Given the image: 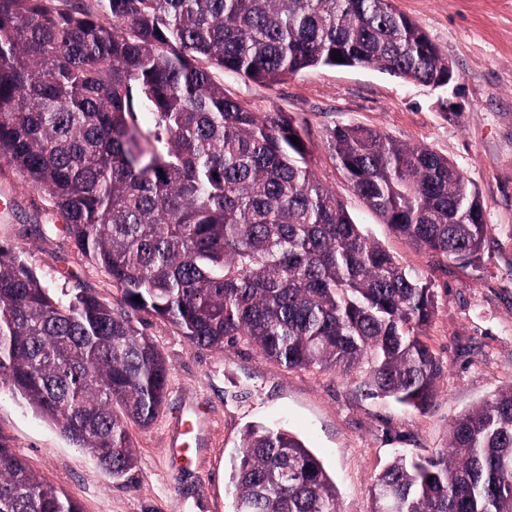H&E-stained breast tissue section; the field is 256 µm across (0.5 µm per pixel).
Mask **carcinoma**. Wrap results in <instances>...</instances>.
<instances>
[{
  "mask_svg": "<svg viewBox=\"0 0 512 512\" xmlns=\"http://www.w3.org/2000/svg\"><path fill=\"white\" fill-rule=\"evenodd\" d=\"M318 67L439 89L455 76L392 0H0V159L52 202L125 307L57 296L0 244V383L109 475L135 466L128 424L152 425L168 392L145 315L288 369L347 374L371 356L368 394L418 410L435 398L433 283L317 177L304 124L224 90L226 74L272 88ZM326 143L394 235L439 265L479 256V193L447 157L368 126H336ZM231 471L235 512H337L321 462L285 429H248ZM372 501L512 512V385L459 415L447 448L393 459ZM0 512L83 510L0 436Z\"/></svg>",
  "mask_w": 512,
  "mask_h": 512,
  "instance_id": "cac0c4a2",
  "label": "carcinoma"
}]
</instances>
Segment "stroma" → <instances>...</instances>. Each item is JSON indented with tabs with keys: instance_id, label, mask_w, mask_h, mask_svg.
Instances as JSON below:
<instances>
[{
	"instance_id": "stroma-1",
	"label": "stroma",
	"mask_w": 512,
	"mask_h": 512,
	"mask_svg": "<svg viewBox=\"0 0 512 512\" xmlns=\"http://www.w3.org/2000/svg\"><path fill=\"white\" fill-rule=\"evenodd\" d=\"M452 63L445 90L371 69L324 67L270 88L225 77L227 94L256 112H287L310 131L314 169L335 190L365 234L407 269L427 276L438 295L425 331L446 371L425 410L372 398L368 366L289 370L239 344L215 351L190 345L170 323L145 318L161 347L169 390L157 421L130 426L137 464L123 477L105 472L87 450L8 389L0 388V436L83 512H234L230 463L245 430L292 432L320 460L336 487L340 512H371V489L396 457L431 456L448 441L453 420L512 385V0H393ZM366 125L392 139L443 154L473 182L489 229L479 259L441 267L394 236L348 188L323 136L338 125ZM15 197L0 215V243L14 245L55 290L86 288L113 308L121 296L57 229L36 189L0 162V193ZM206 417V453L175 476L163 450L183 408Z\"/></svg>"
}]
</instances>
